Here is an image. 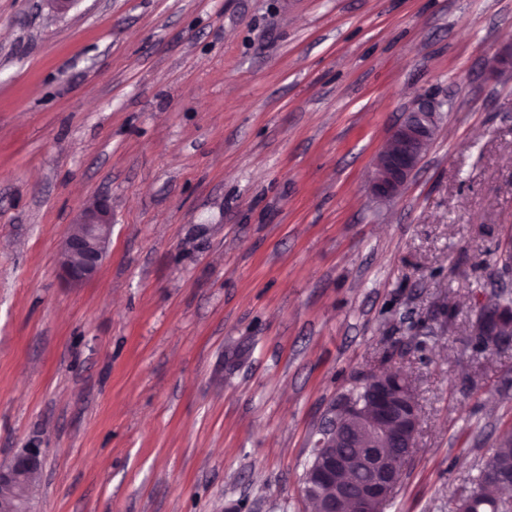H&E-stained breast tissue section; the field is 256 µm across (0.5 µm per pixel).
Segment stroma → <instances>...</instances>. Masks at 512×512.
I'll use <instances>...</instances> for the list:
<instances>
[{
    "label": "stroma",
    "instance_id": "obj_1",
    "mask_svg": "<svg viewBox=\"0 0 512 512\" xmlns=\"http://www.w3.org/2000/svg\"><path fill=\"white\" fill-rule=\"evenodd\" d=\"M512 0H0V464L32 512H311L315 431L404 372L421 426L385 512H457L512 433ZM403 195L373 161L419 97ZM112 203L97 276L59 272ZM440 112L438 102L420 98L393 128L389 146L373 162L369 192L375 199L392 201L403 192L437 135ZM75 230L62 241L59 266L62 276L73 286L93 280L103 264L112 237V205L99 197L92 205L80 208ZM490 303H486L480 309L475 324L473 325L472 335L477 336L479 339V346L483 348L484 344L487 343L491 347L498 346L503 343H510L512 341V329L511 328H496L491 330L489 325L486 323L487 315L491 311ZM41 448L28 447L0 466V511L28 512V492L36 474L42 470Z\"/></svg>",
    "mask_w": 512,
    "mask_h": 512
}]
</instances>
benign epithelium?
I'll use <instances>...</instances> for the list:
<instances>
[{
  "label": "benign epithelium",
  "mask_w": 512,
  "mask_h": 512,
  "mask_svg": "<svg viewBox=\"0 0 512 512\" xmlns=\"http://www.w3.org/2000/svg\"><path fill=\"white\" fill-rule=\"evenodd\" d=\"M441 105L426 97L405 113L390 136L389 146L373 162L369 192L379 201L399 196L420 167L435 139ZM75 230L62 241L59 266L73 286L93 280L103 264L112 237V205L100 197L80 208ZM491 305L480 309L472 335L479 346H498L512 341L511 328L491 329L487 315ZM401 376L368 374L361 379L366 399L354 403L340 398L316 430L312 460L305 470L302 497L318 504L319 512H384L394 497L411 460L419 431V409L411 392L396 389ZM345 448L360 452L348 455ZM43 452L25 448L0 466V512H28V492L42 470ZM484 480L512 487V476L501 467L484 472Z\"/></svg>",
  "instance_id": "7a95c632"
}]
</instances>
